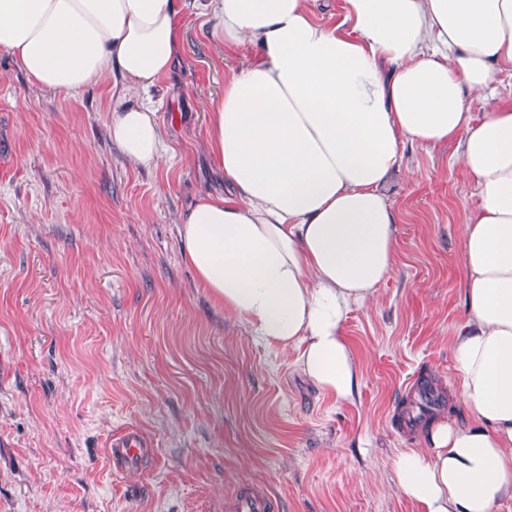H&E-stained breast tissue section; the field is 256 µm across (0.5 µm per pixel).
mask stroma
I'll use <instances>...</instances> for the list:
<instances>
[{
    "mask_svg": "<svg viewBox=\"0 0 512 512\" xmlns=\"http://www.w3.org/2000/svg\"><path fill=\"white\" fill-rule=\"evenodd\" d=\"M202 2L177 0L179 63L147 88L49 90L0 48V512H230L253 488L276 512H421L392 460L429 430L401 436L395 412L411 378L458 384L475 187L453 147L404 145L384 186L397 262L343 323L357 389L319 393L296 348L252 339L198 286L179 237L197 198L224 191L205 105L253 53L224 48ZM141 103L172 148L152 169L108 134ZM128 431L146 443L134 466L108 449Z\"/></svg>",
    "mask_w": 512,
    "mask_h": 512,
    "instance_id": "1",
    "label": "stroma"
}]
</instances>
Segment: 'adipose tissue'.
<instances>
[{
    "mask_svg": "<svg viewBox=\"0 0 512 512\" xmlns=\"http://www.w3.org/2000/svg\"><path fill=\"white\" fill-rule=\"evenodd\" d=\"M208 0L218 37L255 54L206 106L224 192L179 227L197 283L255 340L296 347L325 396L351 397L347 311L388 278L397 211L383 187L412 142L455 147L478 202L461 228L466 315L451 340L462 420L393 460L422 512H496L512 497V102L475 118L512 68V0ZM176 0H0V47L31 81L75 92L119 72L148 87L177 65ZM135 166L167 156L153 106L113 112Z\"/></svg>",
    "mask_w": 512,
    "mask_h": 512,
    "instance_id": "obj_1",
    "label": "adipose tissue"
}]
</instances>
